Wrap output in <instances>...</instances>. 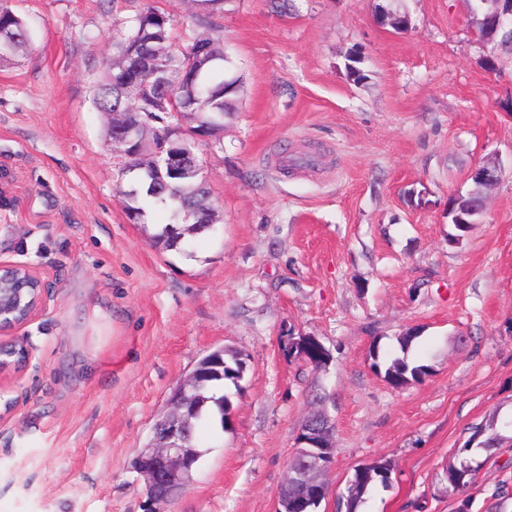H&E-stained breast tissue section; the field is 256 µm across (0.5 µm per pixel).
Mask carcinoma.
Instances as JSON below:
<instances>
[{
    "label": "carcinoma",
    "mask_w": 512,
    "mask_h": 512,
    "mask_svg": "<svg viewBox=\"0 0 512 512\" xmlns=\"http://www.w3.org/2000/svg\"><path fill=\"white\" fill-rule=\"evenodd\" d=\"M226 0H199L196 12L191 16L192 26L207 32L218 45L223 42L222 29L216 26L213 18L224 14ZM173 17L166 11L153 5L152 0H142V5L126 21V25L116 30L113 36L112 49L115 56L125 58L129 51L136 45L145 46L152 39L166 41L169 51L164 59L162 68L158 70L153 79L167 82L183 73L184 61L187 53L192 49L193 43H188L183 48L173 45L172 30ZM30 42V32L25 21L19 17L8 5L7 0H0V62L11 58L17 51L24 49ZM229 58L225 57L217 64L205 62L188 73L187 80L175 92V95L197 101L198 112L204 123H222L224 115L234 111V97L237 94V86L233 81L224 79L225 64ZM122 82L119 78L106 72L103 78L96 83L93 94V105L99 112H110L122 99ZM142 116L149 123V128L159 134L172 125V121L163 117V111L154 104L146 102L139 107ZM131 188L138 191L134 201L130 203V209L135 212L136 221H141L147 210L154 207H164L171 212L172 222L163 225L153 236V242L163 248L171 247V243L186 234H194L200 226L197 224H185L183 218L186 214H192L196 219L206 212L215 213L217 209L211 199L207 186L201 185V181L195 177L186 178L177 183L163 185L158 176L152 177L137 171L135 182ZM465 209L454 208L452 215L464 214V218L471 221L476 218V212L482 209L483 195L478 188L466 196L460 197ZM416 330L407 332L397 337V343L402 355H382L378 347H373L370 355L373 359L372 367L376 371H384V378L393 386H405L410 382H417L428 374L425 365H414L408 362L407 354L412 343L418 338ZM246 371V362L231 354L224 358V366L210 369L204 390L200 392L201 400L216 405L219 400H224V416H229L231 406L230 398L222 394L216 395V391L231 383L239 387V381ZM209 405V406H211ZM209 406H204L201 416L192 422L190 428L191 443H196V429L199 423L206 422L216 425L215 420L209 414ZM503 441V435L496 431L494 425H477L471 428V434L464 446L457 449L458 458L456 465L448 469L447 481L453 489H462L472 483L477 468L472 465L469 454L472 448L489 452L498 447ZM390 464L386 461L375 462L367 465L364 475L358 477L356 487H347L346 494L338 501L339 512H359L364 503V496L376 484L383 486L389 483Z\"/></svg>",
    "instance_id": "1"
}]
</instances>
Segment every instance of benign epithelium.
I'll use <instances>...</instances> for the list:
<instances>
[{
  "label": "benign epithelium",
  "mask_w": 512,
  "mask_h": 512,
  "mask_svg": "<svg viewBox=\"0 0 512 512\" xmlns=\"http://www.w3.org/2000/svg\"><path fill=\"white\" fill-rule=\"evenodd\" d=\"M496 4L487 19L492 24L487 27L484 39L494 40L498 26L512 25V0H492ZM214 56L210 42L197 41L194 52L188 56L187 67L191 68L203 58ZM158 56L140 54L127 58L114 59L108 65L109 70L120 68L147 71L155 69ZM151 101L162 110L169 111L178 120V127L166 135L152 139V163L143 167L163 169L174 178L197 176L200 167L187 147L188 139L203 138L199 113L185 102H176L175 96L163 91L162 87L148 80H134L128 86L126 111L112 113V153L117 156L138 157L142 151L146 136V126L137 120L136 109L139 103ZM499 180V169L486 165L477 172V182L484 188L493 187ZM22 271L36 291L32 302L24 315L7 328L22 325L34 317L42 308L46 290L50 284L39 272L18 264H0L4 269ZM295 348L292 356L306 358L317 367L325 366L330 356L324 346L314 336L290 343ZM204 365L198 364L189 377L176 386L167 400L168 412L154 424V436L150 447L144 449L136 458L135 468L145 483L148 508L145 512H163L162 505L172 501L173 495L187 487L192 479L193 470L202 452L191 446L188 438V423L194 415L190 401L198 384L205 377ZM297 451L292 457L287 477L277 493L276 512H316L313 506L320 503L327 493L326 477L333 460L334 445L331 425L327 417L316 412L308 417L296 439Z\"/></svg>",
  "instance_id": "1"
}]
</instances>
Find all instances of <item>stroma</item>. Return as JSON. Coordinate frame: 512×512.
I'll use <instances>...</instances> for the list:
<instances>
[{"mask_svg":"<svg viewBox=\"0 0 512 512\" xmlns=\"http://www.w3.org/2000/svg\"><path fill=\"white\" fill-rule=\"evenodd\" d=\"M32 48L0 65V263L51 287L0 344V512H144L134 469L170 392L208 353L248 371L226 431L202 430L166 512H274L307 417L335 452L320 512L380 459L388 486L360 512H512V441L478 453L461 492L445 472L479 424L512 420V46L481 39L468 0H227L237 81L221 141L198 151L220 220L180 250L131 223L121 158L92 103L135 0H8ZM307 153L313 168H283ZM495 163L480 224L449 198ZM420 336L421 381L392 388L369 349ZM312 335L330 361L281 351Z\"/></svg>","mask_w":512,"mask_h":512,"instance_id":"stroma-1","label":"stroma"}]
</instances>
